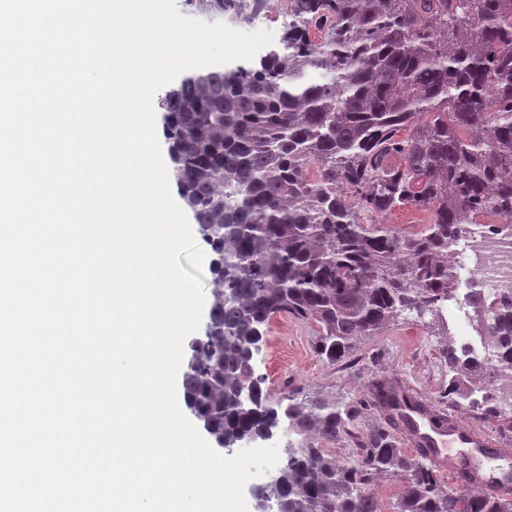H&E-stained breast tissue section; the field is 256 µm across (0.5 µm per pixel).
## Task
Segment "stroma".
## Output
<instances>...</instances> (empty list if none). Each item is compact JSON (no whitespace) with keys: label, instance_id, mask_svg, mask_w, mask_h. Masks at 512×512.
<instances>
[{"label":"stroma","instance_id":"35a3bbf8","mask_svg":"<svg viewBox=\"0 0 512 512\" xmlns=\"http://www.w3.org/2000/svg\"><path fill=\"white\" fill-rule=\"evenodd\" d=\"M316 334L313 324L293 317L279 315L271 319L265 341L253 360L255 374L263 378L270 401L303 388L350 398L362 394L372 377L385 375L402 382L436 409L448 411L471 427L497 434V421L451 407L445 399V356L452 341L447 327L433 322L431 316L404 313L377 335L358 340L350 360L333 365L315 355L312 344Z\"/></svg>","mask_w":512,"mask_h":512}]
</instances>
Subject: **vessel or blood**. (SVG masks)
I'll use <instances>...</instances> for the list:
<instances>
[{
	"label": "vessel or blood",
	"instance_id": "b4317fda",
	"mask_svg": "<svg viewBox=\"0 0 512 512\" xmlns=\"http://www.w3.org/2000/svg\"><path fill=\"white\" fill-rule=\"evenodd\" d=\"M408 421L416 442L430 458L452 471L470 472L480 487L497 488L499 475L491 464L503 454L489 436L453 419L447 428H435L421 411L409 412Z\"/></svg>",
	"mask_w": 512,
	"mask_h": 512
}]
</instances>
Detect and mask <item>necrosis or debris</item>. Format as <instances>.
<instances>
[{
	"instance_id": "obj_1",
	"label": "necrosis or debris",
	"mask_w": 512,
	"mask_h": 512,
	"mask_svg": "<svg viewBox=\"0 0 512 512\" xmlns=\"http://www.w3.org/2000/svg\"><path fill=\"white\" fill-rule=\"evenodd\" d=\"M455 299L449 314L459 325L457 351L463 360H483L490 342L480 321L495 301L512 293V227L488 212L460 237L449 261Z\"/></svg>"
}]
</instances>
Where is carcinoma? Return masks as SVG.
Masks as SVG:
<instances>
[{
  "label": "carcinoma",
  "mask_w": 512,
  "mask_h": 512,
  "mask_svg": "<svg viewBox=\"0 0 512 512\" xmlns=\"http://www.w3.org/2000/svg\"><path fill=\"white\" fill-rule=\"evenodd\" d=\"M210 19L270 0H187ZM293 21L259 61L185 73L161 99L181 198L212 254L205 334L183 371L186 407L219 447L304 436L266 487L278 512H383L374 476L404 484L390 512H512V496L442 485L424 452H404L400 383L372 379L336 403L269 402L254 375L269 321L317 326V356L348 358L404 311L439 314L448 251L477 210L512 221V0H279ZM411 204L428 224L387 225ZM486 362L448 350V404L502 420L463 373L512 368V295L481 325ZM379 420L360 432L362 411ZM350 440L344 460L328 447Z\"/></svg>",
  "instance_id": "cac0c4a2"
}]
</instances>
